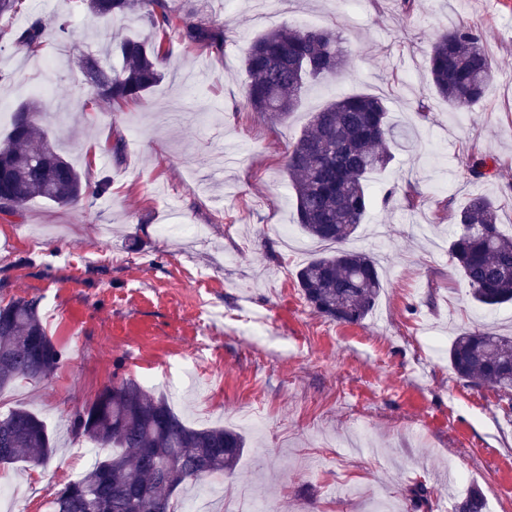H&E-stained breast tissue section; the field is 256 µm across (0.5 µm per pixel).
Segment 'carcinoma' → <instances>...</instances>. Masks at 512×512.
I'll list each match as a JSON object with an SVG mask.
<instances>
[{"label":"carcinoma","mask_w":512,"mask_h":512,"mask_svg":"<svg viewBox=\"0 0 512 512\" xmlns=\"http://www.w3.org/2000/svg\"><path fill=\"white\" fill-rule=\"evenodd\" d=\"M101 18L124 16L144 7L151 21L178 33L181 40L209 49L224 47V27L187 10L168 12L165 0H85ZM67 33V23L50 27L33 17L12 43L34 53L50 32ZM120 69L90 63V83L114 108L137 102L161 79L159 53L127 37L117 44ZM346 57L342 39L328 30L290 26L256 37L243 61L249 76L247 107L261 116L285 117L301 102L307 85L333 75ZM431 86L448 107L463 111L485 94L492 58L477 28L458 24L441 29L427 51ZM43 108L20 104L0 144V212L10 213L34 199L69 206L107 193V180L83 182L40 125ZM406 136L393 123L385 99L352 94L313 113L285 153L284 168L296 201L297 222L326 250L296 273L307 304L339 323L358 324L372 311L383 288L375 258L345 244L356 234L372 206L370 178L391 160V148ZM459 231L450 244L456 268L470 287L472 302L497 307L512 302V235L499 224L498 206L474 194L455 215ZM40 299L17 298L0 305V390L18 381L40 382L54 376L65 354L45 331ZM454 373L475 385L512 396V336L469 330L448 348ZM77 437L109 449L79 479L61 487L50 512H176L179 488L234 469L245 440L224 427L188 425L163 396L134 380L104 388L89 405L73 413ZM55 453L46 422L17 407L0 414V466L45 465ZM459 512H485L483 494L472 489Z\"/></svg>","instance_id":"carcinoma-1"}]
</instances>
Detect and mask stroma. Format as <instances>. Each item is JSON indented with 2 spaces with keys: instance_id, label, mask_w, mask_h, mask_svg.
Wrapping results in <instances>:
<instances>
[{
  "instance_id": "stroma-1",
  "label": "stroma",
  "mask_w": 512,
  "mask_h": 512,
  "mask_svg": "<svg viewBox=\"0 0 512 512\" xmlns=\"http://www.w3.org/2000/svg\"><path fill=\"white\" fill-rule=\"evenodd\" d=\"M199 17L225 24L223 52L163 33L140 10L98 18L83 0H24L0 18L70 22L37 53L0 44V140L14 109L44 107L42 125L90 181L109 193L78 206L39 199L0 213V304L40 298L49 336L65 352L57 374L0 391V412L24 407L47 423L56 446L41 467H0L12 487L0 512H49L50 487L96 462L69 415L107 386L131 378L169 395L199 324L212 325L197 382L172 408L196 427L241 433L246 448L221 477L213 512H414L409 490L427 487V512H456L464 490L483 491L487 512H512V402L472 387L448 363L454 336L484 326L512 333V304L482 309L449 246L453 214L475 193L491 196L512 231V0H193ZM477 27L493 62L483 99L449 109L430 83L426 51L438 30ZM287 24L340 35V74L311 84L286 119L250 112L242 59L264 31ZM135 35L162 44L161 81L120 109L98 98L88 58L120 67L112 42ZM386 98L409 143L373 175L375 193L412 188L374 204L355 247L380 260L385 279L359 324L326 319L304 300L299 267L322 252L304 239L284 156L312 112L342 95ZM497 159L473 178L470 154ZM305 241L287 250L281 226ZM205 273L192 281L187 271Z\"/></svg>"
}]
</instances>
